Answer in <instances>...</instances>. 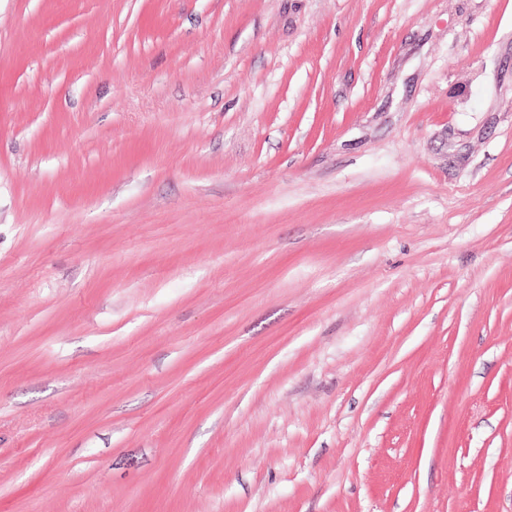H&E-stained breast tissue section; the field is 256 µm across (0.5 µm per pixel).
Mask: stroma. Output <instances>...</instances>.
Returning <instances> with one entry per match:
<instances>
[{
  "label": "stroma",
  "instance_id": "1",
  "mask_svg": "<svg viewBox=\"0 0 512 512\" xmlns=\"http://www.w3.org/2000/svg\"><path fill=\"white\" fill-rule=\"evenodd\" d=\"M0 512H512V0H0Z\"/></svg>",
  "mask_w": 512,
  "mask_h": 512
}]
</instances>
